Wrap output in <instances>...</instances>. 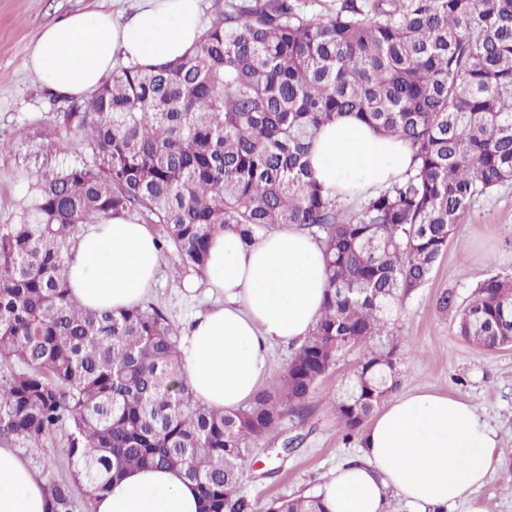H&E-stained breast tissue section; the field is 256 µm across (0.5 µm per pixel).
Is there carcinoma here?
<instances>
[{"mask_svg": "<svg viewBox=\"0 0 512 512\" xmlns=\"http://www.w3.org/2000/svg\"><path fill=\"white\" fill-rule=\"evenodd\" d=\"M408 143L414 169L356 210L310 167L317 131L341 114ZM84 131L101 164L43 176L18 224H0V444L39 446L62 426L75 478L98 498L131 468H171L200 512H247L251 444L355 346L363 358L331 400L349 441L398 387L386 311L421 287L473 197L512 182V0H340L327 17L292 0H224L192 53L130 63L95 90ZM144 211L181 261L206 269L219 228L243 242L276 226L322 232V314L284 374L245 407L217 411L189 388L177 330L153 307L118 314L74 302L70 239L85 224ZM458 334L483 349L512 341V275L456 306ZM50 512H73L48 485ZM269 512H324L317 495Z\"/></svg>", "mask_w": 512, "mask_h": 512, "instance_id": "carcinoma-1", "label": "carcinoma"}]
</instances>
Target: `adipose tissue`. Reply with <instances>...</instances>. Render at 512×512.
Here are the masks:
<instances>
[{"label": "adipose tissue", "mask_w": 512, "mask_h": 512, "mask_svg": "<svg viewBox=\"0 0 512 512\" xmlns=\"http://www.w3.org/2000/svg\"><path fill=\"white\" fill-rule=\"evenodd\" d=\"M206 30L201 0H140L126 19L74 13L44 28L26 64L60 95L88 93L122 58L163 65L193 51ZM408 145L342 115L316 134L310 164L317 181L343 201L362 199L400 179ZM155 239L120 214L82 229L67 276L88 309L125 311L142 304L159 268ZM206 287L223 296L180 338L183 377L199 404L234 410L264 378L270 347L297 343L316 325L328 287L323 250L288 227L242 244L229 229L210 241ZM499 461L496 431L471 403L433 391L394 398L361 439V455L332 471L319 493L328 512H386L396 493L424 507L462 504L488 512L476 492ZM191 485L170 469L127 470L95 503L96 512H199ZM42 475L13 448L0 446V512H49Z\"/></svg>", "instance_id": "obj_1"}]
</instances>
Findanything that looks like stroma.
<instances>
[{
    "instance_id": "stroma-1",
    "label": "stroma",
    "mask_w": 512,
    "mask_h": 512,
    "mask_svg": "<svg viewBox=\"0 0 512 512\" xmlns=\"http://www.w3.org/2000/svg\"><path fill=\"white\" fill-rule=\"evenodd\" d=\"M137 6L138 0H0V224L19 223L25 189L42 175L97 163L77 128L65 121L67 113L88 111L89 95L52 94L26 65L31 45L46 26L66 15L102 11L120 20ZM49 134L65 143L64 151L45 148ZM137 220L164 243L157 283L145 303L185 330L211 301L202 288L195 297L184 296L191 268L166 242L163 225L150 223L144 214ZM496 273L512 274V183L474 197L429 279L391 311L392 334L382 345L393 350L397 361L398 394L429 390L470 401L497 428L500 461L478 495L490 512H512V346L486 350L465 342L456 332L454 310L438 305L448 290L457 304L470 302L477 286ZM361 358L360 349L347 350L311 392L302 415L284 418L253 443L250 476L239 487L250 512H268L283 496L316 493L336 465L357 458L361 441L343 442L331 398L342 393ZM293 438L296 449L284 452ZM65 448L62 430L35 448L14 445L44 477L70 482L75 512H94L84 484L72 479Z\"/></svg>"
}]
</instances>
